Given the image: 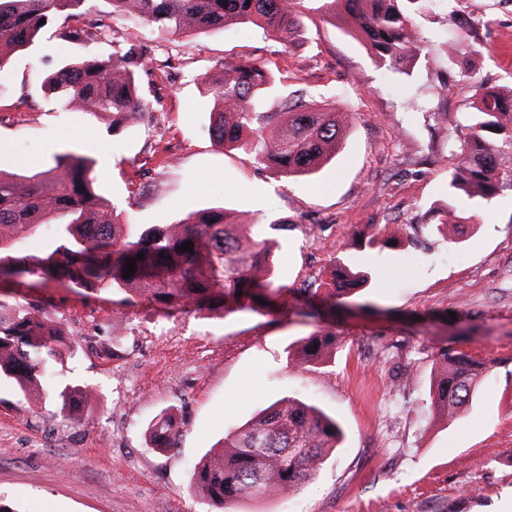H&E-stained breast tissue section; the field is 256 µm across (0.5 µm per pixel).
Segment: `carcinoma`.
Listing matches in <instances>:
<instances>
[{"label":"carcinoma","instance_id":"carcinoma-1","mask_svg":"<svg viewBox=\"0 0 512 512\" xmlns=\"http://www.w3.org/2000/svg\"><path fill=\"white\" fill-rule=\"evenodd\" d=\"M100 1L112 14L133 16L164 33H205L237 24L256 27L284 44L309 15L337 14L367 42L377 62L407 77L422 65L415 19L425 0H0V72L14 53L40 38L41 21L69 18ZM151 62L146 49L126 45L108 58L68 59L44 76L43 86L62 109L109 115L115 126L147 110L137 75ZM223 67V77L206 87L208 131L215 146L241 149L288 177H311L340 152L355 113L319 106L303 87L284 89L281 77L263 65L226 58ZM447 121L460 129L461 138L452 153L448 203L438 208L435 230L452 244L456 239L448 230L473 218L457 205L461 197L475 208L512 191V89L488 88L471 111ZM94 164L89 157L65 152L41 171L0 169V262L19 264L47 282L103 286L130 298L144 297L165 310L192 305L224 313L253 310L257 297L268 302L267 309L277 307L283 287L277 284L273 255L283 223L258 219L236 224L226 209L214 207L171 224H121L115 208L95 192ZM43 224L56 225L50 250L34 260L16 256L13 230L35 233ZM383 230L389 241L418 239L412 224ZM187 241L194 244L191 253L180 250ZM129 260L136 263L135 273L125 278ZM371 278L368 270L340 261L326 293L298 292L307 296L309 307L316 296L342 305ZM335 343L331 331L302 339L294 365L325 363ZM72 348V340L38 303L0 298V378L23 395L54 392L69 408L92 401L95 390L87 385L51 384ZM492 367L493 362L463 351L440 350L430 391L433 417L455 418L476 398ZM174 428L173 414L159 415L147 427L151 444L160 450L176 447ZM340 438L336 419L320 407L283 397L225 434L221 448L196 463L192 490L223 508L267 499L312 481Z\"/></svg>","mask_w":512,"mask_h":512}]
</instances>
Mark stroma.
Masks as SVG:
<instances>
[{"label":"stroma","mask_w":512,"mask_h":512,"mask_svg":"<svg viewBox=\"0 0 512 512\" xmlns=\"http://www.w3.org/2000/svg\"><path fill=\"white\" fill-rule=\"evenodd\" d=\"M103 21L153 58L139 75L147 111L116 127L61 110L41 87L45 70L110 56L113 41L86 16L69 43L46 28L0 75V143L9 145L0 166L38 169L66 150L92 157L95 185L122 224H169L213 206L288 222L277 258L285 291L272 312L170 313L26 273L1 281L0 293L40 299L71 338L58 381L91 385L96 397L68 411L56 396L27 398L0 381V499L20 512H212L191 492L195 463L273 401L301 396L336 417L341 445L302 489L233 512H512V192L478 208L458 243L425 235L416 246L366 245L373 228L430 224L444 205L458 133L443 116L469 111L480 89L512 84V0H457L451 11L426 0L425 64L410 79L322 15L288 47L235 25L174 36ZM461 23L476 49L447 57ZM230 55L355 113L342 150L314 177L290 179L212 144L204 89ZM337 259L375 270V287L357 306L323 302L306 316L297 289L325 282ZM318 329L337 336L326 363L289 367V350ZM445 346L495 361L479 397L448 422L433 420L429 395ZM167 412L177 446L162 452L146 429Z\"/></svg>","instance_id":"obj_1"}]
</instances>
